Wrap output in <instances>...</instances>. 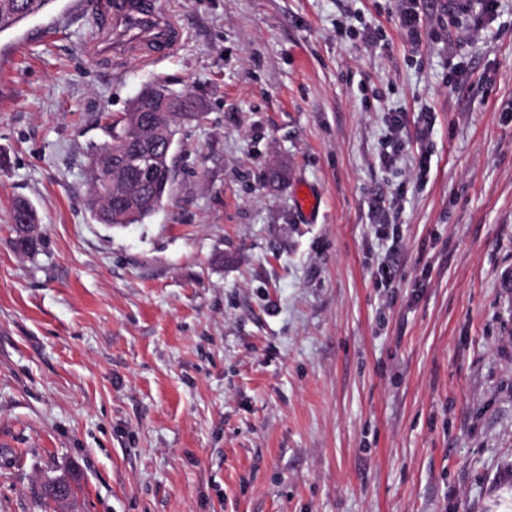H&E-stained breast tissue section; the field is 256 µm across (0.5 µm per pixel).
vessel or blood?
I'll use <instances>...</instances> for the list:
<instances>
[{"instance_id": "b4317fda", "label": "vessel or blood", "mask_w": 512, "mask_h": 512, "mask_svg": "<svg viewBox=\"0 0 512 512\" xmlns=\"http://www.w3.org/2000/svg\"><path fill=\"white\" fill-rule=\"evenodd\" d=\"M111 14V35L98 40L100 57L122 60L134 52L137 44H155L169 50L177 42L176 29L163 10L160 0H101Z\"/></svg>"}]
</instances>
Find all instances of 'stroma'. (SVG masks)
<instances>
[{
  "label": "stroma",
  "mask_w": 512,
  "mask_h": 512,
  "mask_svg": "<svg viewBox=\"0 0 512 512\" xmlns=\"http://www.w3.org/2000/svg\"><path fill=\"white\" fill-rule=\"evenodd\" d=\"M97 2L0 33V512H512V0L417 48L396 0H161L149 63L93 55ZM157 81L199 111L170 195L98 223L88 156ZM95 219L101 224H138L142 223L144 219L150 217L153 208L140 211L137 216H126L122 211L112 206V211L106 204L97 196L94 191L93 202L91 206Z\"/></svg>",
  "instance_id": "1"
}]
</instances>
